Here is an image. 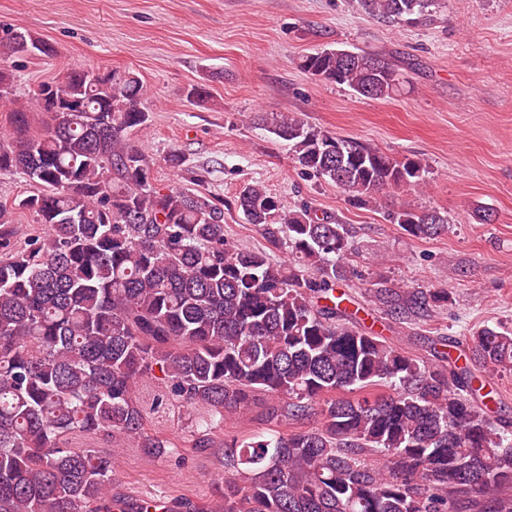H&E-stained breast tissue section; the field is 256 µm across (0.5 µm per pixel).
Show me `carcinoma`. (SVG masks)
I'll return each mask as SVG.
<instances>
[{
  "label": "carcinoma",
  "mask_w": 512,
  "mask_h": 512,
  "mask_svg": "<svg viewBox=\"0 0 512 512\" xmlns=\"http://www.w3.org/2000/svg\"><path fill=\"white\" fill-rule=\"evenodd\" d=\"M356 5L399 24L439 0ZM16 32L0 29V58L20 53ZM299 66L371 99L405 83L365 51L323 48ZM10 88L0 70L10 124L0 174L37 187L17 206L45 231L0 260V512H112V457L70 438L136 440L161 456L170 443L143 437L144 422L176 400L197 411L191 447L205 451L225 415L249 414L261 394L278 398L265 409L268 427L224 438L219 512H512V422L492 420L473 393L477 374L512 370V334L483 326L463 364L435 349L432 365L363 330L336 293L354 251L348 229L260 182L242 186L239 208L292 262L234 244L211 197L150 182L152 160L128 139L149 120L133 72L70 68L24 100ZM31 112L48 117L37 133ZM245 121L288 141L303 173L355 204L426 182L423 159L296 113ZM388 218L417 238L448 231L436 210L403 206ZM375 294L406 316L448 301L444 288L384 282ZM147 378L161 385L148 407Z\"/></svg>",
  "instance_id": "carcinoma-1"
}]
</instances>
